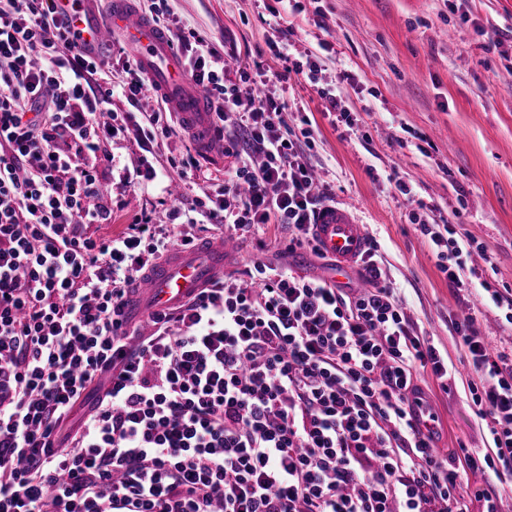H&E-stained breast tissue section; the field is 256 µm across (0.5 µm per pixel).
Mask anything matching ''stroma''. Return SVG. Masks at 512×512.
<instances>
[{
    "label": "stroma",
    "instance_id": "1",
    "mask_svg": "<svg viewBox=\"0 0 512 512\" xmlns=\"http://www.w3.org/2000/svg\"><path fill=\"white\" fill-rule=\"evenodd\" d=\"M169 7L186 31L223 51L229 73L257 62L281 73L274 89L288 104L287 123L298 126L303 114L311 120L321 191L358 216L413 329L448 357L447 384L428 372L418 379L438 416L437 445L484 452L488 430L469 393L480 376L454 323L473 314L481 334L512 354V323L483 290L488 283L512 293V55L500 56L473 28L478 22L487 33L512 32V0H468L469 24L444 0H307L293 14L280 0H169ZM278 26L290 31L291 59L318 56L322 82L340 87L355 127L332 124L307 76L284 78L286 64L268 44ZM345 74L350 82H342ZM152 153L157 179L113 192L112 221L99 235L116 234L147 212L162 215L170 183L182 210L194 209L210 187L207 174L223 175L234 161L204 154L185 134L157 138ZM187 159L199 168H182ZM395 173L413 186L429 222L460 210L458 235L486 245L468 261L480 277L470 293L456 292L440 272L429 240L410 222L411 203L389 180ZM287 244L286 227L265 225L237 240L224 271L241 274L260 259L363 285L358 265L339 276L331 259L288 252ZM484 490L498 494L500 512H512V485L490 471L470 475L462 488L469 512H478L476 495Z\"/></svg>",
    "mask_w": 512,
    "mask_h": 512
}]
</instances>
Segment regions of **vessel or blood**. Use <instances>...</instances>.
<instances>
[{"label": "vessel or blood", "mask_w": 512, "mask_h": 512, "mask_svg": "<svg viewBox=\"0 0 512 512\" xmlns=\"http://www.w3.org/2000/svg\"><path fill=\"white\" fill-rule=\"evenodd\" d=\"M61 6L78 5V21L94 34L110 29L120 34L124 43L141 64L153 90L168 102L181 126L196 145L216 150L213 139L214 118L206 93L183 76L168 33L143 18L133 0H112L108 16H101L98 0H58ZM320 251L333 258L338 268L353 263L368 248V240L356 215L334 205L324 206L314 227ZM230 243H203L174 252L146 274L142 291L132 297V305L147 316L181 303L224 275V254Z\"/></svg>", "instance_id": "obj_1"}]
</instances>
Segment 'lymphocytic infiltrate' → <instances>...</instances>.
<instances>
[{"label": "lymphocytic infiltrate", "mask_w": 512, "mask_h": 512, "mask_svg": "<svg viewBox=\"0 0 512 512\" xmlns=\"http://www.w3.org/2000/svg\"><path fill=\"white\" fill-rule=\"evenodd\" d=\"M152 4L236 164L196 217L173 204L168 223L146 214L100 237L112 139L132 126L148 146L179 123L164 103L137 113L151 89L138 64L99 83L104 61L56 0H0V512H464L468 474L512 479V360L472 315L457 322L490 441L479 458L442 455L414 407L418 371L447 381L448 360L413 330L372 253L361 291L258 261L155 313L151 335L131 329L135 275L196 245L198 223L218 238L283 224L289 249L310 248L327 201L313 189V130L288 127L266 70L229 78L210 42H186L168 0ZM291 63L353 125L335 87L319 86L317 57ZM250 80L257 92L242 95ZM117 97L128 111H113ZM410 221L468 290L463 258L483 244L416 211Z\"/></svg>", "instance_id": "f902f5d3"}]
</instances>
